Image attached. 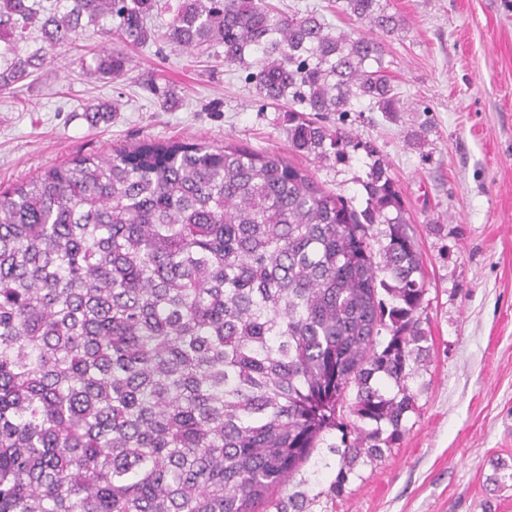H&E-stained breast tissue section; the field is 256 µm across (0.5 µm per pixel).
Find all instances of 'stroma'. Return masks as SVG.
I'll return each instance as SVG.
<instances>
[{"mask_svg":"<svg viewBox=\"0 0 512 512\" xmlns=\"http://www.w3.org/2000/svg\"><path fill=\"white\" fill-rule=\"evenodd\" d=\"M400 16L385 59L400 110L331 113L332 126L373 143L390 165L419 240L428 360L410 386L409 433L384 458H361L344 493L328 496L339 434L287 485L304 512H512V0H387ZM151 19L157 38L126 46L131 70L93 74L116 40L90 24L49 51L30 78L0 90V190L77 153L180 139L287 153L283 113L264 106L246 72L223 57L163 40L177 0ZM323 15L333 31L370 33L333 0H279ZM171 108H163V95ZM108 104L98 122L88 107ZM328 190L365 206L363 151L345 162L301 157Z\"/></svg>","mask_w":512,"mask_h":512,"instance_id":"stroma-1","label":"stroma"}]
</instances>
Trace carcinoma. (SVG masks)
<instances>
[{
    "mask_svg": "<svg viewBox=\"0 0 512 512\" xmlns=\"http://www.w3.org/2000/svg\"><path fill=\"white\" fill-rule=\"evenodd\" d=\"M159 4L0 0V88L86 22L148 43ZM339 8L375 33L268 0H178L166 39L250 69L292 151L364 149V209L227 141L77 154L0 191V512H268L326 433H341L337 495L405 436L428 340L418 244L373 147L309 117L399 111L383 43L399 20L381 0ZM29 28L42 45L23 55ZM94 62L117 79L131 59Z\"/></svg>",
    "mask_w": 512,
    "mask_h": 512,
    "instance_id": "carcinoma-1",
    "label": "carcinoma"
}]
</instances>
